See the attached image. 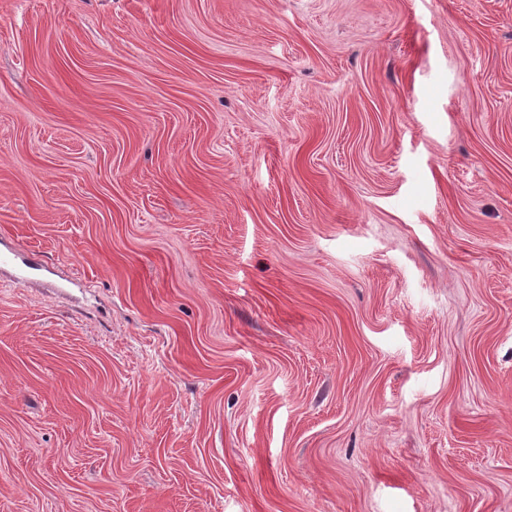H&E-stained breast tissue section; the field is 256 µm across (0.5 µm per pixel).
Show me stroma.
<instances>
[{"label": "stroma", "instance_id": "35a3bbf8", "mask_svg": "<svg viewBox=\"0 0 512 512\" xmlns=\"http://www.w3.org/2000/svg\"><path fill=\"white\" fill-rule=\"evenodd\" d=\"M0 512H512V0H0Z\"/></svg>", "mask_w": 512, "mask_h": 512}]
</instances>
